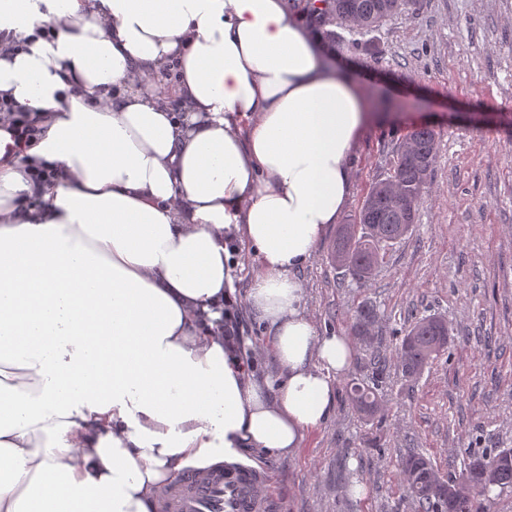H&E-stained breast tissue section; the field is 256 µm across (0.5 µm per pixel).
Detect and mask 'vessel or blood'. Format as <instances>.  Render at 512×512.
I'll return each instance as SVG.
<instances>
[{
  "instance_id": "obj_1",
  "label": "vessel or blood",
  "mask_w": 512,
  "mask_h": 512,
  "mask_svg": "<svg viewBox=\"0 0 512 512\" xmlns=\"http://www.w3.org/2000/svg\"><path fill=\"white\" fill-rule=\"evenodd\" d=\"M252 467L224 461L205 468L188 467L161 492L160 512H272L271 496Z\"/></svg>"
}]
</instances>
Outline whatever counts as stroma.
<instances>
[{
    "instance_id": "obj_1",
    "label": "stroma",
    "mask_w": 512,
    "mask_h": 512,
    "mask_svg": "<svg viewBox=\"0 0 512 512\" xmlns=\"http://www.w3.org/2000/svg\"><path fill=\"white\" fill-rule=\"evenodd\" d=\"M336 31L330 66L351 72L373 111L388 116L359 142L340 223H352L388 176L411 127L436 131L437 158L415 230L370 282H351L331 263L337 229L328 228L298 272L306 312L321 333L345 334L356 308L373 303L379 352L390 362L417 318L444 315L451 340L418 377L388 367L374 419L342 389L333 415L304 434L294 456L249 453L244 462L263 475L277 512H412L398 471L406 453L457 474L468 452L512 448V0H419L373 30ZM260 269L254 249L238 245V340L254 361L250 377L273 383L267 327L246 299Z\"/></svg>"
}]
</instances>
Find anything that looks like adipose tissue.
<instances>
[{
    "label": "adipose tissue",
    "instance_id": "ef3b65f1",
    "mask_svg": "<svg viewBox=\"0 0 512 512\" xmlns=\"http://www.w3.org/2000/svg\"><path fill=\"white\" fill-rule=\"evenodd\" d=\"M1 32L0 99L41 133L0 128V512H156L187 465L294 456L355 355L297 272L350 198L360 85L286 0H0ZM234 238L275 387L224 338Z\"/></svg>",
    "mask_w": 512,
    "mask_h": 512
}]
</instances>
